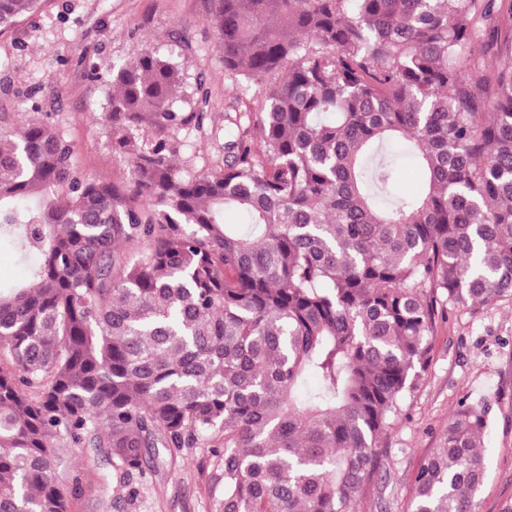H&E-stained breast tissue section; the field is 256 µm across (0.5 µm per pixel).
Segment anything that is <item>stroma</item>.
Segmentation results:
<instances>
[{
	"instance_id": "35a3bbf8",
	"label": "stroma",
	"mask_w": 512,
	"mask_h": 512,
	"mask_svg": "<svg viewBox=\"0 0 512 512\" xmlns=\"http://www.w3.org/2000/svg\"><path fill=\"white\" fill-rule=\"evenodd\" d=\"M146 46L173 52L184 72L183 108L211 113L213 131L223 127L229 107L257 109L261 90L242 91L224 74L207 0H44L0 33V108L20 123L50 117L73 141L84 172L130 182V165L113 154L96 119L112 92L103 77ZM91 65L99 80L89 79ZM463 402L488 410L480 439L486 480L477 512H501L512 502L510 300L451 306L438 319L429 367L408 395L403 416L381 440L386 491L369 490L356 512H406L414 472L441 446L450 415ZM61 454L62 484L79 488L68 512H114L112 504L124 491L111 465L68 448ZM218 464L210 448L165 453L121 512H216Z\"/></svg>"
}]
</instances>
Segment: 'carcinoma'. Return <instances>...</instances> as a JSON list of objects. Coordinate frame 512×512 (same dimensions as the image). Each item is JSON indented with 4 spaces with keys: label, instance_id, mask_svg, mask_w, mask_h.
Masks as SVG:
<instances>
[{
    "label": "carcinoma",
    "instance_id": "carcinoma-1",
    "mask_svg": "<svg viewBox=\"0 0 512 512\" xmlns=\"http://www.w3.org/2000/svg\"><path fill=\"white\" fill-rule=\"evenodd\" d=\"M39 2L0 0V29ZM209 5L224 74L263 89L211 170L176 164L208 114L148 47L99 117L131 183L0 111V248L29 271L0 282V512H67L63 445L130 499L159 449L206 447L219 512H355L439 311L512 300V0ZM486 415L453 412L407 512H475ZM399 152L400 167V189L404 194L413 195L422 187V173L414 161L401 150Z\"/></svg>",
    "mask_w": 512,
    "mask_h": 512
}]
</instances>
